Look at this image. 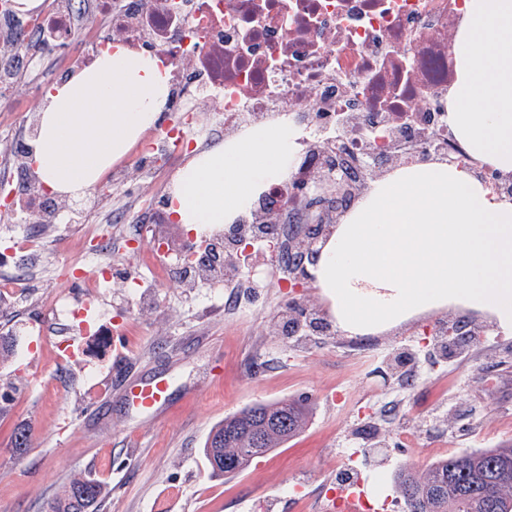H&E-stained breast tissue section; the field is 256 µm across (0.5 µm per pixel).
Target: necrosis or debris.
<instances>
[{"mask_svg": "<svg viewBox=\"0 0 512 512\" xmlns=\"http://www.w3.org/2000/svg\"><path fill=\"white\" fill-rule=\"evenodd\" d=\"M148 2L122 0L126 29L117 33L110 0H47L44 9L26 16L16 13L13 0H0V31L50 56L73 50L78 20L90 13L92 44L117 40L159 53L172 80L169 109L179 118L145 156L148 166L187 143L201 89L212 86L225 139L282 121L296 128L298 171L335 170L356 189L368 179L359 158L399 159L406 141L413 163L449 156L492 194L512 193V175L493 173L473 159L446 123L463 0H163L164 10L153 15ZM146 16L156 31L150 39L139 26ZM340 117L346 123L340 142L321 147L317 134ZM361 124L372 132L364 141L355 132ZM281 192V184H271L263 200L239 217L240 223L263 225L273 248L285 234L269 220ZM109 281L103 267L84 278L80 305L50 299L62 330L84 323Z\"/></svg>", "mask_w": 512, "mask_h": 512, "instance_id": "1", "label": "necrosis or debris"}]
</instances>
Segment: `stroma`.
I'll use <instances>...</instances> for the list:
<instances>
[{"mask_svg":"<svg viewBox=\"0 0 512 512\" xmlns=\"http://www.w3.org/2000/svg\"><path fill=\"white\" fill-rule=\"evenodd\" d=\"M64 66L60 57L27 69L0 104V147L21 135L24 116L41 111L47 80H59ZM138 156L134 150L117 163L125 179L90 221L144 196L163 199L187 161L168 157L146 184ZM35 231L46 241L43 256L16 258L30 269L29 291L0 302V512H48L76 476L101 482L99 512H325L337 483L349 478L342 454L355 445L365 478L385 482L373 512H403L392 484L401 464L422 472L436 459L512 442V334L488 319L444 309L351 338L326 321L318 288L292 287L293 270L269 251L249 257L232 288L185 278L171 255L157 277L133 224L112 227V285L96 315L99 326L129 321L132 330L113 337L109 353L59 360L45 300L81 295L73 278L58 275L60 266L87 274L95 266L79 250V225L21 223L0 211V239ZM130 273L145 280L144 301L128 294ZM292 299L322 315L315 331H283ZM36 321L42 334L30 332ZM449 323L483 331L480 345L441 357L435 331ZM141 375L170 379L163 414L138 412L120 394L122 381ZM281 399L307 400L304 431L234 478L212 476L202 454L210 430L247 405Z\"/></svg>","mask_w":512,"mask_h":512,"instance_id":"obj_1","label":"stroma"}]
</instances>
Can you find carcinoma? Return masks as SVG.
Segmentation results:
<instances>
[{
  "mask_svg": "<svg viewBox=\"0 0 512 512\" xmlns=\"http://www.w3.org/2000/svg\"><path fill=\"white\" fill-rule=\"evenodd\" d=\"M309 414L308 404L282 399L224 417L203 447L212 474L243 472L301 432ZM393 480L405 512H512V444L441 458L421 475L400 467ZM102 495L98 481L74 477L50 512H99Z\"/></svg>",
  "mask_w": 512,
  "mask_h": 512,
  "instance_id": "carcinoma-1",
  "label": "carcinoma"
}]
</instances>
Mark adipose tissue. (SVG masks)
<instances>
[{"instance_id":"adipose-tissue-1","label":"adipose tissue","mask_w":512,"mask_h":512,"mask_svg":"<svg viewBox=\"0 0 512 512\" xmlns=\"http://www.w3.org/2000/svg\"><path fill=\"white\" fill-rule=\"evenodd\" d=\"M448 126L475 159L512 172V0H465L454 42ZM167 84L148 50L112 44L91 69L52 85L30 163L58 196L91 192L166 110ZM285 127L255 128L188 159L171 212L210 234L293 170ZM337 329L374 336L426 314L464 308L512 334V200L463 168L402 166L341 218L310 265Z\"/></svg>"}]
</instances>
